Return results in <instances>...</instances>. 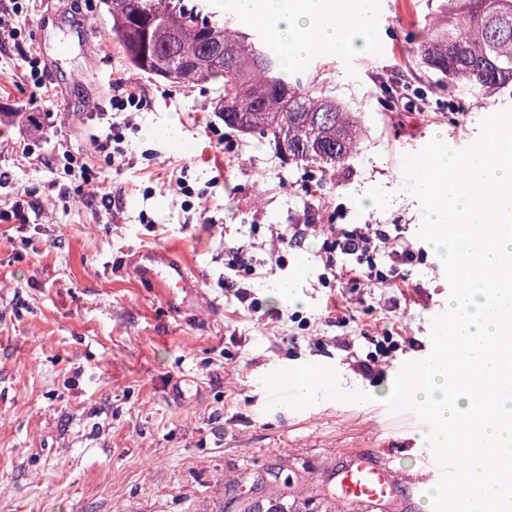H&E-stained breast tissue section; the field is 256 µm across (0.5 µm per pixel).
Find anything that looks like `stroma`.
<instances>
[{"mask_svg":"<svg viewBox=\"0 0 512 512\" xmlns=\"http://www.w3.org/2000/svg\"><path fill=\"white\" fill-rule=\"evenodd\" d=\"M383 2L382 35L395 53H324L299 68L366 128L358 153L324 181L268 140L227 128L215 110L220 81L183 87L133 73L101 0H25L19 37L0 39V512H236L227 488L269 468L288 480L278 494L331 512L346 461L382 448L403 479L427 476L428 425L383 402L397 368L431 351V320L450 294L417 237L421 204L405 189L402 158L437 136L468 146L512 98L477 103L450 89L454 112L434 111L418 95L429 76L411 64L407 38L429 0ZM25 51L44 66V87L24 80ZM117 78L143 99L122 129L131 157L119 172L95 151L107 128L100 112L74 109L107 103ZM384 80L404 100L390 112ZM163 125L170 137L153 138ZM59 144L111 189L113 209L82 204L66 176L26 154ZM181 177L194 190L188 209ZM367 189L385 206L363 208ZM339 218L398 225L416 260L352 293L322 287L316 228ZM292 224L313 225L304 247L272 244V232ZM228 243L258 272L250 284L259 312L224 286ZM154 250L191 271L193 286L176 301L136 269L138 255ZM275 250L282 263L271 267ZM284 279L295 280V298L278 294ZM382 336L395 346L363 374L356 360ZM303 363L333 365L343 387L373 401L267 408L260 379Z\"/></svg>","mask_w":512,"mask_h":512,"instance_id":"1","label":"stroma"}]
</instances>
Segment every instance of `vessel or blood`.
<instances>
[{"mask_svg":"<svg viewBox=\"0 0 512 512\" xmlns=\"http://www.w3.org/2000/svg\"><path fill=\"white\" fill-rule=\"evenodd\" d=\"M140 272L157 278L168 293L188 288L191 277L188 270L174 262L166 252L145 253ZM344 490L339 503L358 502L368 505H382L391 501L396 493H403L405 499H413V489H401L398 473L383 459L357 456L342 471Z\"/></svg>","mask_w":512,"mask_h":512,"instance_id":"obj_1","label":"vessel or blood"}]
</instances>
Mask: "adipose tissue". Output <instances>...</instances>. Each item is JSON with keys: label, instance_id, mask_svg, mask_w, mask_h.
<instances>
[{"label": "adipose tissue", "instance_id": "obj_1", "mask_svg": "<svg viewBox=\"0 0 512 512\" xmlns=\"http://www.w3.org/2000/svg\"><path fill=\"white\" fill-rule=\"evenodd\" d=\"M374 0H233L241 19L264 22L289 65L314 53L364 51Z\"/></svg>", "mask_w": 512, "mask_h": 512}]
</instances>
